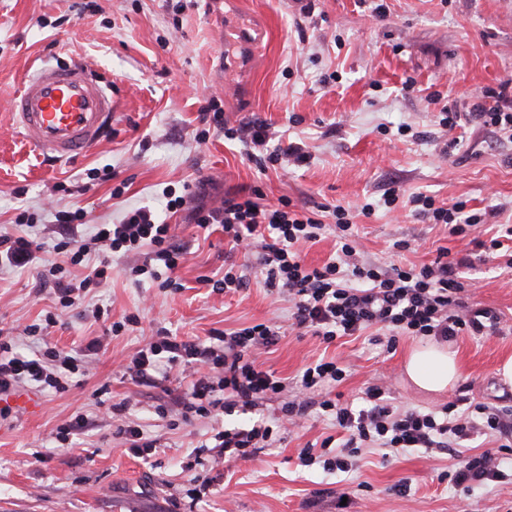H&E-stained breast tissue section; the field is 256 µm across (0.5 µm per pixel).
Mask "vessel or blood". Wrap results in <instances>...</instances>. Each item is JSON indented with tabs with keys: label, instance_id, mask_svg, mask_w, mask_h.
<instances>
[{
	"label": "vessel or blood",
	"instance_id": "obj_1",
	"mask_svg": "<svg viewBox=\"0 0 512 512\" xmlns=\"http://www.w3.org/2000/svg\"><path fill=\"white\" fill-rule=\"evenodd\" d=\"M10 109L23 140L43 153L86 152L111 122L115 101L88 64H44L13 94Z\"/></svg>",
	"mask_w": 512,
	"mask_h": 512
}]
</instances>
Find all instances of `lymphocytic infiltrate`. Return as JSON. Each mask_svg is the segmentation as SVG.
I'll list each match as a JSON object with an SVG mask.
<instances>
[{
  "label": "lymphocytic infiltrate",
  "mask_w": 512,
  "mask_h": 512,
  "mask_svg": "<svg viewBox=\"0 0 512 512\" xmlns=\"http://www.w3.org/2000/svg\"><path fill=\"white\" fill-rule=\"evenodd\" d=\"M412 203L417 215L447 225L453 235H465L479 222L477 215H465L463 206H439L426 195L413 197ZM83 215L80 207L54 213L61 237L56 248L68 253L70 263H81L93 251L130 254L145 247L149 250L147 261L131 267V275L154 278L163 270L167 273L164 287H177L175 273L185 253L174 241L172 225L160 222L156 211L145 206L131 208L120 223L97 225L86 241L75 237L76 223ZM334 215L340 248L335 260L320 267L305 263L301 247L319 241L323 226L318 219L291 208L288 200L267 208L250 196L233 198L219 206H197L192 219L204 228L222 225L232 249L260 243L267 288L287 294L293 304L295 329L323 342L375 326L393 339L416 336L444 342L496 327L497 318L490 309L462 298L459 271L467 266V257L444 252L431 263L408 269L366 265L359 260L348 211L338 206ZM109 276L110 264L105 260L88 268L77 282L66 276L63 264L54 262L46 265L40 283L51 286L59 305L68 308ZM280 336L279 326L269 323L230 333L214 331L204 339L165 334L128 356L123 369L149 380L164 360L192 366L189 391L178 400L182 416L187 420L216 416L238 407H252L257 398L284 391L283 379L264 369L260 360ZM106 349L100 337L90 340L77 357L55 347L34 351L28 357L15 353L10 342L0 340V396L11 395L24 382L66 391L64 378L78 370L80 358L99 355ZM342 379L343 371L335 362L320 361L306 367L299 397L283 406L281 416L215 434L212 453L219 458L255 457L267 447L275 429L297 425L314 408L333 420L345 437L335 447L325 440L320 449H301L299 458L307 466L318 462L326 469L344 470L349 457L366 448L442 451L461 447L478 435H491L512 445V407L471 405L459 394L434 410L405 409L388 402L384 388L378 385L365 390V405L358 410L319 397L325 383ZM505 477L500 460L486 453L467 456L448 468L450 482L467 490L502 482Z\"/></svg>",
  "instance_id": "f902f5d3"
}]
</instances>
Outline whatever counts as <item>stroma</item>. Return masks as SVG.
I'll use <instances>...</instances> for the list:
<instances>
[{
	"label": "stroma",
	"mask_w": 512,
	"mask_h": 512,
	"mask_svg": "<svg viewBox=\"0 0 512 512\" xmlns=\"http://www.w3.org/2000/svg\"><path fill=\"white\" fill-rule=\"evenodd\" d=\"M80 58L117 101L112 133L79 158L49 161L21 140L9 100L30 69ZM508 80L512 0H197L180 12L167 0H0V234L19 233L15 218L28 211L47 259L57 241L55 210L83 207L85 238L95 225L148 206L174 224L187 252L178 290L130 275L146 252L91 254L95 264L108 259L112 275L67 309L40 287L39 265L0 263V336L38 328L20 353L45 344L76 351L95 337L108 339L105 354L70 375L67 391L22 385V394L39 400L37 413L19 408L0 418V512H512V484L452 486L443 477L444 453L369 448L344 472L301 465L300 449L336 433L316 409L255 458L227 462L200 452L218 431L273 418L305 367L322 358L345 372L326 388L344 403L361 405L366 388L387 376L399 406L425 409L449 396L423 391L406 376L415 337L391 346L371 328L327 344L293 330L292 304L265 288L257 247L226 256L221 226L199 227L188 212L254 190L264 205L290 199L325 226L320 241L303 247L316 267L336 256L337 205L350 208L368 264L419 266L445 251L470 250L463 298L502 321L494 334L449 342L462 366L455 389L475 403L512 406V388L496 376L499 361L512 355V268L416 215L407 201L423 193L439 206L463 204L466 214L481 215L473 236L484 241L512 225V138L471 113L473 93ZM213 95L225 128L264 121L282 144L303 145L309 162L259 169L225 129L197 142V116ZM447 112L460 113L459 127L441 126ZM73 185L85 193L70 196ZM119 185L123 194L113 196ZM391 187L402 197L388 207L383 194ZM174 193L188 207L171 214L166 203ZM228 257L243 269L245 287L226 294L203 286L202 278L223 276ZM97 308L103 317H93ZM50 312L58 316L52 327ZM261 322L282 328L262 360L287 389L245 411L182 420L168 391L190 368L161 364L169 378L152 386L116 364L163 331L194 339ZM120 401L156 443L149 460L129 454L117 433L108 406ZM78 414L87 430L60 444L58 426ZM197 457L215 482L192 502L184 466Z\"/></svg>",
	"instance_id": "1"
}]
</instances>
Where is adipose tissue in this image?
Segmentation results:
<instances>
[{"instance_id": "ef3b65f1", "label": "adipose tissue", "mask_w": 512, "mask_h": 512, "mask_svg": "<svg viewBox=\"0 0 512 512\" xmlns=\"http://www.w3.org/2000/svg\"><path fill=\"white\" fill-rule=\"evenodd\" d=\"M405 370L416 387L432 393L454 387L461 377V367L455 354L432 342L409 353Z\"/></svg>"}]
</instances>
